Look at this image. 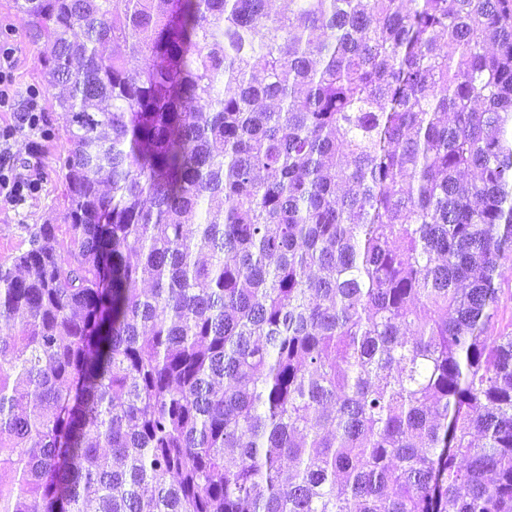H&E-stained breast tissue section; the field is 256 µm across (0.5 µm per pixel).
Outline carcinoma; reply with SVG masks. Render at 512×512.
I'll return each mask as SVG.
<instances>
[{"mask_svg":"<svg viewBox=\"0 0 512 512\" xmlns=\"http://www.w3.org/2000/svg\"><path fill=\"white\" fill-rule=\"evenodd\" d=\"M13 0L69 113L0 264V512H512V0ZM499 276L495 283L501 288L500 311L503 314V324L509 323L512 316V262H505L498 270Z\"/></svg>","mask_w":512,"mask_h":512,"instance_id":"obj_1","label":"carcinoma"}]
</instances>
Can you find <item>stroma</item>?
Segmentation results:
<instances>
[{"label": "stroma", "mask_w": 512, "mask_h": 512, "mask_svg": "<svg viewBox=\"0 0 512 512\" xmlns=\"http://www.w3.org/2000/svg\"><path fill=\"white\" fill-rule=\"evenodd\" d=\"M0 38L9 41L14 50L15 91L25 96L37 89L47 119L41 132H22L12 143V152L20 168H34L42 180V189L26 201L11 205L0 202V263L28 249L31 230L43 224L63 225V184L58 159L63 152V134L68 116L54 103L44 82L42 44L30 36L27 17L18 12L13 0H0Z\"/></svg>", "instance_id": "35a3bbf8"}]
</instances>
